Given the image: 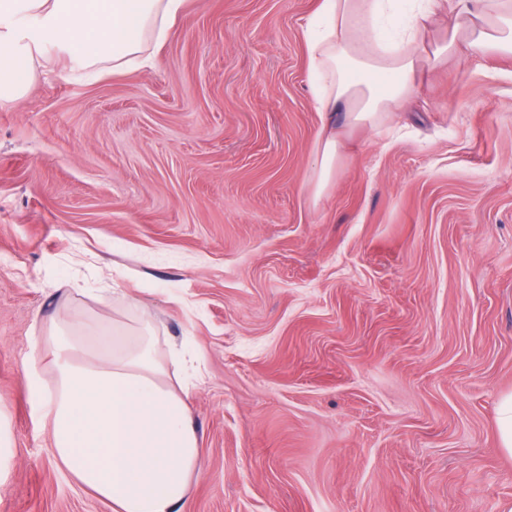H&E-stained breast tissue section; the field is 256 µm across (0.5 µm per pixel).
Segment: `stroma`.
Listing matches in <instances>:
<instances>
[{"label":"stroma","instance_id":"stroma-1","mask_svg":"<svg viewBox=\"0 0 512 512\" xmlns=\"http://www.w3.org/2000/svg\"><path fill=\"white\" fill-rule=\"evenodd\" d=\"M313 5L185 0L153 67L88 82L61 55L0 102V512H112L23 368L57 303L104 310L92 288L201 355L183 512L512 503V55L423 61L316 200ZM497 432L501 448L512 455V394L504 397L500 402Z\"/></svg>","mask_w":512,"mask_h":512}]
</instances>
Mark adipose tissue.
Masks as SVG:
<instances>
[{"label":"adipose tissue","mask_w":512,"mask_h":512,"mask_svg":"<svg viewBox=\"0 0 512 512\" xmlns=\"http://www.w3.org/2000/svg\"><path fill=\"white\" fill-rule=\"evenodd\" d=\"M183 0H0V101L22 96L38 68L67 50L73 66L146 67V38L164 41ZM454 16L433 60L459 47L512 53V0H316L303 36L322 128L314 198L336 176L342 134L400 111L418 87L425 20ZM193 361L161 347L151 323L57 315L24 359L29 393L52 430L56 462L112 512H182L202 471L187 401ZM51 372L53 388L43 374Z\"/></svg>","instance_id":"obj_1"}]
</instances>
